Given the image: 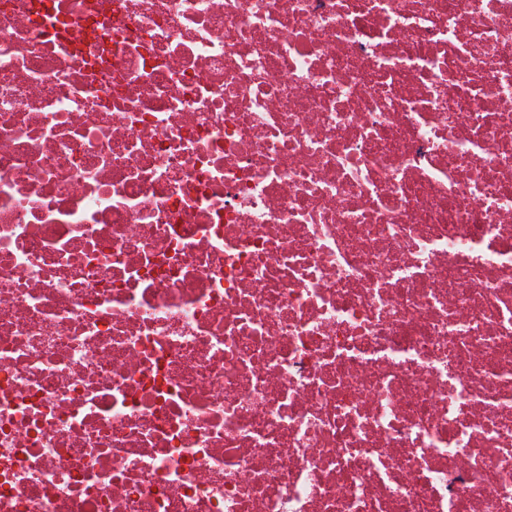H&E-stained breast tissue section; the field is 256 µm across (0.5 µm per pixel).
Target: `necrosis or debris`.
I'll list each match as a JSON object with an SVG mask.
<instances>
[{
  "instance_id": "4bbe7bcc",
  "label": "necrosis or debris",
  "mask_w": 512,
  "mask_h": 512,
  "mask_svg": "<svg viewBox=\"0 0 512 512\" xmlns=\"http://www.w3.org/2000/svg\"><path fill=\"white\" fill-rule=\"evenodd\" d=\"M0 512H512V0H0Z\"/></svg>"
}]
</instances>
